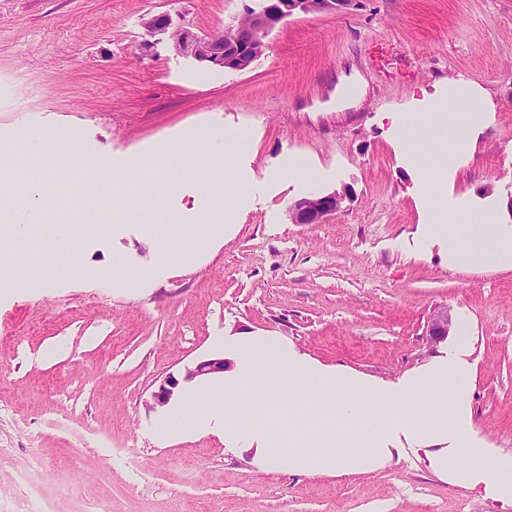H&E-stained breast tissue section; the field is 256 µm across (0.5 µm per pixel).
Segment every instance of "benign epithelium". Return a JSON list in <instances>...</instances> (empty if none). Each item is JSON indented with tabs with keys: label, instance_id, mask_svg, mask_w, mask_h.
Here are the masks:
<instances>
[{
	"label": "benign epithelium",
	"instance_id": "benign-epithelium-1",
	"mask_svg": "<svg viewBox=\"0 0 512 512\" xmlns=\"http://www.w3.org/2000/svg\"><path fill=\"white\" fill-rule=\"evenodd\" d=\"M356 0H263V6L246 12L244 33L232 34L214 29L204 34L187 30L175 24L171 15L159 13L144 22L148 35H166L173 50L201 63L234 71L248 69L267 49L268 37L278 24L295 14L343 11L355 5ZM347 194L311 192L288 206V219L293 224H323L339 212ZM452 323L450 310L441 308L430 316L425 331L426 343L433 347L448 336ZM222 357L205 358L184 367L178 375L166 376L151 393L150 408H164L176 398L180 387L198 380L224 373Z\"/></svg>",
	"mask_w": 512,
	"mask_h": 512
}]
</instances>
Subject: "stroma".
I'll return each mask as SVG.
<instances>
[{
    "label": "stroma",
    "instance_id": "obj_1",
    "mask_svg": "<svg viewBox=\"0 0 512 512\" xmlns=\"http://www.w3.org/2000/svg\"><path fill=\"white\" fill-rule=\"evenodd\" d=\"M260 3L0 0V199L23 207L34 173L107 204L105 172L137 179L109 223L51 198L54 226L11 243L6 276L24 285L0 284V512H512L492 482L436 472L402 433L385 466L331 476L258 470L205 429L154 431L173 413L149 406L159 381L221 355V336L281 337L383 382L462 346L472 435L512 458V265L471 267L465 230L484 213L512 226V0L298 14L243 71L179 55L164 35L141 48L151 15L203 33ZM355 73L360 102L339 87ZM452 80L487 99L464 121L469 161L424 186L423 157L456 143L425 120ZM401 106L400 136L387 113ZM213 148L222 163L204 162ZM297 165L314 178L296 179ZM343 189L326 223H290L294 200ZM164 222L204 248L160 264L147 228ZM445 223L454 259L427 233ZM60 232L78 269L47 277L31 261L51 259ZM118 260L131 286L113 279ZM443 307L452 326L431 348L427 321Z\"/></svg>",
    "mask_w": 512,
    "mask_h": 512
}]
</instances>
